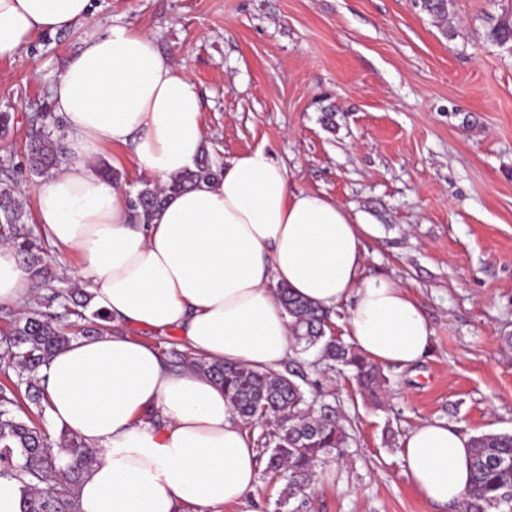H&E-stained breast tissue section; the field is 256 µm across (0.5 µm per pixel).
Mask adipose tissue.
<instances>
[{
	"label": "adipose tissue",
	"instance_id": "1",
	"mask_svg": "<svg viewBox=\"0 0 512 512\" xmlns=\"http://www.w3.org/2000/svg\"><path fill=\"white\" fill-rule=\"evenodd\" d=\"M90 0H0V57L34 36L88 20ZM71 159L45 181L35 222L107 316L100 335L72 341L45 368L54 430L95 452L77 488L81 512H220L244 502L258 453L224 396L193 370L166 368L134 328L176 330L209 361L276 370L291 353L289 317L274 287L333 309L348 305L353 346L370 361L422 360L432 330L400 283L368 274L370 225L327 197L289 186L264 150L242 154L216 179L167 196L150 223L130 220L127 196L100 173L104 145L132 146L159 184L193 168L205 144L201 94L152 36L93 26L50 87ZM29 279L0 244V305L23 303ZM407 474L439 505L460 504L470 438L427 421L401 442Z\"/></svg>",
	"mask_w": 512,
	"mask_h": 512
}]
</instances>
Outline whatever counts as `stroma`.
I'll list each match as a JSON object with an SVG mask.
<instances>
[{
	"instance_id": "obj_1",
	"label": "stroma",
	"mask_w": 512,
	"mask_h": 512,
	"mask_svg": "<svg viewBox=\"0 0 512 512\" xmlns=\"http://www.w3.org/2000/svg\"><path fill=\"white\" fill-rule=\"evenodd\" d=\"M91 21L35 36L0 58V160L18 168L27 214L42 178L26 172L34 113L91 23L153 34L198 85L205 150L219 163L262 149L290 186L321 192L372 225L367 271L400 282L434 336L418 363L385 366L378 398L315 353L302 366L313 407L352 441L319 464L300 512H457L411 483L401 441L425 421L475 436L512 432V0H450L438 20L414 0H91ZM100 163L136 191L154 183L130 147Z\"/></svg>"
}]
</instances>
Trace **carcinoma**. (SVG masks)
<instances>
[{
	"label": "carcinoma",
	"instance_id": "carcinoma-1",
	"mask_svg": "<svg viewBox=\"0 0 512 512\" xmlns=\"http://www.w3.org/2000/svg\"><path fill=\"white\" fill-rule=\"evenodd\" d=\"M421 8L442 19L448 12V0H421ZM60 118L39 113L32 118V132L26 143L28 170L45 177L68 158L65 137L54 134ZM208 158L198 160L195 169L175 177L170 190L187 188L221 174ZM14 167L0 166V235L16 250L28 277L48 289L27 316L14 327L6 351L0 356L4 367L18 364L30 372L47 365L51 355L72 340V328L106 316L88 311L91 296L82 288H56L40 238L24 221L25 210L12 185ZM164 189L148 183L128 197L132 220L147 224L162 202ZM288 317L294 351H314L321 360L355 371L360 387L371 394L382 388L384 378L376 364L362 356L343 339L326 332L335 311L323 309L291 292L285 284L276 287ZM193 366L224 386V393L245 424L268 419L266 429L257 437L266 469L284 481L276 502V512H298L288 508L291 500L307 494L315 480L316 463L324 457L345 454L350 436L336 421L332 409L316 413L306 392L295 380L296 374L260 371L237 364L207 362L198 359ZM26 407H20L16 393L0 387V476L16 478L26 487L24 512H81L76 487L83 470L67 457L80 453L78 437L62 433L59 451L51 452L47 437L30 418L28 411L43 412L44 392L34 384L25 388ZM471 482L464 493L461 512H512V433H483L471 438ZM60 474L62 486H43Z\"/></svg>",
	"mask_w": 512,
	"mask_h": 512
}]
</instances>
